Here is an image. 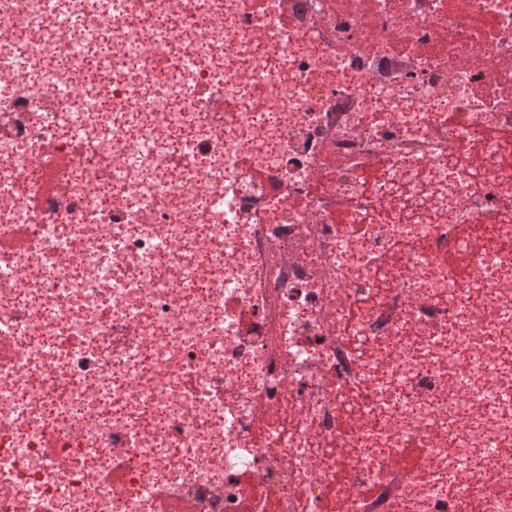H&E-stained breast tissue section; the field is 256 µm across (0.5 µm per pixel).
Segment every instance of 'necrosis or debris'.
<instances>
[{"instance_id": "4bbe7bcc", "label": "necrosis or debris", "mask_w": 512, "mask_h": 512, "mask_svg": "<svg viewBox=\"0 0 512 512\" xmlns=\"http://www.w3.org/2000/svg\"><path fill=\"white\" fill-rule=\"evenodd\" d=\"M0 54V512H512V0H0Z\"/></svg>"}]
</instances>
